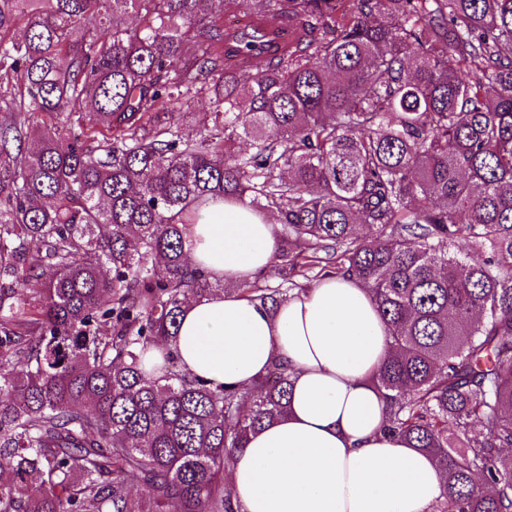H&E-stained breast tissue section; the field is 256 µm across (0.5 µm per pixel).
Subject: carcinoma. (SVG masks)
<instances>
[{
    "label": "carcinoma",
    "mask_w": 512,
    "mask_h": 512,
    "mask_svg": "<svg viewBox=\"0 0 512 512\" xmlns=\"http://www.w3.org/2000/svg\"><path fill=\"white\" fill-rule=\"evenodd\" d=\"M509 46L512 0H0V512H239L287 365L141 367L219 287L183 237L214 199L276 217L283 278L369 289L385 431L444 474L438 512H512ZM203 99L197 136L167 121Z\"/></svg>",
    "instance_id": "carcinoma-1"
}]
</instances>
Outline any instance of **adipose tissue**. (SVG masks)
Here are the masks:
<instances>
[{
  "mask_svg": "<svg viewBox=\"0 0 512 512\" xmlns=\"http://www.w3.org/2000/svg\"><path fill=\"white\" fill-rule=\"evenodd\" d=\"M193 265L224 283L187 302L170 348L188 374L248 387L274 357L288 366L287 417L252 433L228 490L241 512H435L446 484L431 458L384 433L387 403L375 376L387 330L369 291L327 275L277 310L242 283L269 270L274 220L238 201H212L184 233Z\"/></svg>",
  "mask_w": 512,
  "mask_h": 512,
  "instance_id": "1",
  "label": "adipose tissue"
}]
</instances>
